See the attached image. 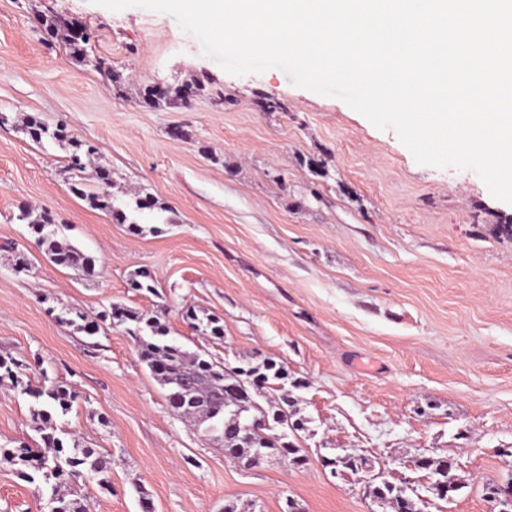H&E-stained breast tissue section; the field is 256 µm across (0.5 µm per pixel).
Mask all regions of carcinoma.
<instances>
[{
    "instance_id": "carcinoma-1",
    "label": "carcinoma",
    "mask_w": 512,
    "mask_h": 512,
    "mask_svg": "<svg viewBox=\"0 0 512 512\" xmlns=\"http://www.w3.org/2000/svg\"><path fill=\"white\" fill-rule=\"evenodd\" d=\"M87 36L80 38L64 35L65 44L70 54L78 61L86 60L84 44ZM208 86L197 80L183 86H172L163 94H157L152 86L146 85L140 91V102L156 107L161 103L187 104L204 92ZM30 138L40 143L46 138L70 145L69 167L77 171L85 169L91 161L94 148L74 139L60 127L53 131L33 118L27 125ZM74 193L87 201L93 209L109 212L112 221L124 224L126 213L114 206L109 195L88 191L82 183L72 187ZM19 220L28 224L36 237V243L45 248L51 259L58 265L86 272L92 269L94 260L78 248L63 244L56 239V233L47 230L52 223L48 212L32 208L20 212ZM186 317L202 325L208 335L224 338V325L216 316L200 319L194 312H186ZM112 320L128 325V333L138 345L139 357L148 367L151 375L167 391L171 407L183 414L191 425L214 428V432L224 435V452L240 461L257 452L265 456H285L292 464H306V456L301 448L288 441L286 429L298 430L296 412L292 403L285 397H267L268 408H263L255 399L262 390L281 391L283 381L288 379V371L282 364L268 363L263 370L255 368L227 369L224 364L204 352H189L175 340L169 338V328L156 311L137 312L124 309L118 305L111 307L101 315L102 321ZM38 405L34 419L41 421L36 430L44 432L46 423L58 413L67 414L76 400L72 389L57 383L42 384L28 390ZM260 418L284 429L276 434L262 425L254 428L250 440H243L240 428ZM0 456L15 465L21 466L20 474L34 481V475L42 474L45 480H54L47 506L49 512H82L81 505L75 499H68L59 494V484L65 477L77 478L89 470L98 477L102 486L109 485V462L93 448H81L78 444L68 447L64 442L52 437V451L44 452L39 448L20 446L15 450L0 448ZM416 468L426 472L430 477L431 489L436 498L446 500L455 496L465 483L453 471L456 469L452 459L446 456L423 454L416 461ZM375 501L390 509V512H414L409 495L402 487L382 479L372 491Z\"/></svg>"
}]
</instances>
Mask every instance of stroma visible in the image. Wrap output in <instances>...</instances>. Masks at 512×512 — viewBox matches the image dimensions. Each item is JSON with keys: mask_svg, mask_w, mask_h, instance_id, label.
<instances>
[{"mask_svg": "<svg viewBox=\"0 0 512 512\" xmlns=\"http://www.w3.org/2000/svg\"><path fill=\"white\" fill-rule=\"evenodd\" d=\"M79 24L90 57L73 59L40 19ZM123 74L112 83L108 70ZM202 78L210 95L153 109L138 88ZM280 103L262 111L260 101ZM0 447L38 446L26 394L42 379L71 387L57 437L110 461L111 484L71 479L84 512H224L226 501L280 512H384L365 474L333 477L322 456L369 458L409 481L422 512H491L485 485L512 476V204L471 170L419 164L396 131L278 69L233 76L169 15L94 0H0ZM37 117L94 146L84 172L68 151L33 142ZM111 171L113 223L71 189ZM157 207L138 211L136 195ZM47 210L67 243L90 254L83 274L56 265L18 215ZM28 267L19 270L16 256ZM147 273L156 293L132 288ZM121 304L164 308L170 335L231 368L283 364L308 458L245 469L173 411L125 326L100 322ZM78 310L87 334L63 323ZM220 317L224 337L195 330L187 310ZM421 453L454 459L465 487L438 500ZM50 487L0 460V512H43Z\"/></svg>", "mask_w": 512, "mask_h": 512, "instance_id": "1", "label": "stroma"}]
</instances>
